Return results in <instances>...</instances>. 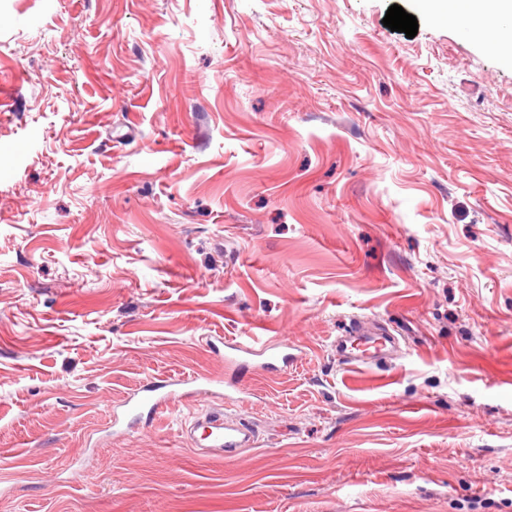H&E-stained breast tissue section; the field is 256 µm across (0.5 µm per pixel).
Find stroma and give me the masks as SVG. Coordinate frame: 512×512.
<instances>
[{"instance_id":"stroma-1","label":"stroma","mask_w":512,"mask_h":512,"mask_svg":"<svg viewBox=\"0 0 512 512\" xmlns=\"http://www.w3.org/2000/svg\"><path fill=\"white\" fill-rule=\"evenodd\" d=\"M0 93V512H512V54L421 0H0ZM358 318L399 356L342 370ZM259 325L256 448L113 434Z\"/></svg>"}]
</instances>
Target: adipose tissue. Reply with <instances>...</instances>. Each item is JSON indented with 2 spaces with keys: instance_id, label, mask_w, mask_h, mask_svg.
I'll return each instance as SVG.
<instances>
[{
  "instance_id": "1",
  "label": "adipose tissue",
  "mask_w": 512,
  "mask_h": 512,
  "mask_svg": "<svg viewBox=\"0 0 512 512\" xmlns=\"http://www.w3.org/2000/svg\"><path fill=\"white\" fill-rule=\"evenodd\" d=\"M429 7L461 32L490 45L512 42V0H430Z\"/></svg>"
}]
</instances>
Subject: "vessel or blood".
I'll return each instance as SVG.
<instances>
[{"label":"vessel or blood","mask_w":512,"mask_h":512,"mask_svg":"<svg viewBox=\"0 0 512 512\" xmlns=\"http://www.w3.org/2000/svg\"><path fill=\"white\" fill-rule=\"evenodd\" d=\"M398 339L376 322L358 321L333 341L336 354L346 370L365 371L397 347ZM294 342L278 336L258 341L250 336L225 338L223 345H211L210 351L233 376L217 378L205 374L187 377H156L129 395L125 412L134 419L154 421L179 403L193 405L191 415L181 420V434L192 438L197 447L220 453L227 459L240 458L244 449L255 447L253 429L242 419L231 417L232 409L241 407L247 392L239 375L243 372L274 374L297 361ZM223 395L227 413L208 410L206 404L215 395Z\"/></svg>","instance_id":"vessel-or-blood-1"}]
</instances>
